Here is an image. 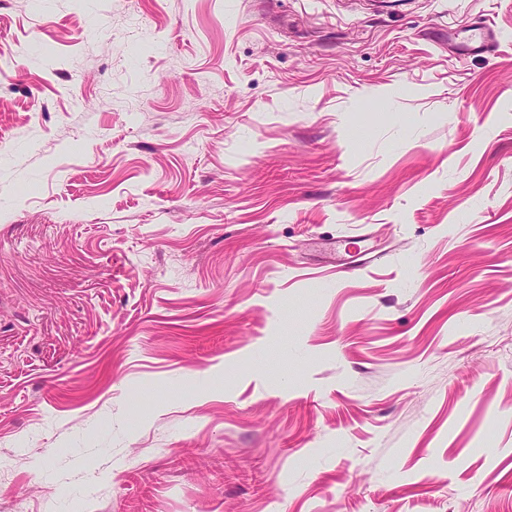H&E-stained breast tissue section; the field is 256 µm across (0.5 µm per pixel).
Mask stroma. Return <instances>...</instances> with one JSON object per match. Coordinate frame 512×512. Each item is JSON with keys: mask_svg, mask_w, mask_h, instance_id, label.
<instances>
[{"mask_svg": "<svg viewBox=\"0 0 512 512\" xmlns=\"http://www.w3.org/2000/svg\"><path fill=\"white\" fill-rule=\"evenodd\" d=\"M0 51V512H512V0H0ZM470 31V37L457 44L458 50L488 52L498 41L496 31L486 24L475 23Z\"/></svg>", "mask_w": 512, "mask_h": 512, "instance_id": "stroma-1", "label": "stroma"}]
</instances>
